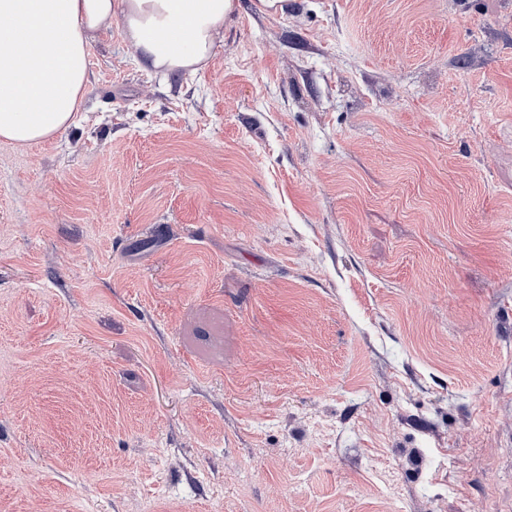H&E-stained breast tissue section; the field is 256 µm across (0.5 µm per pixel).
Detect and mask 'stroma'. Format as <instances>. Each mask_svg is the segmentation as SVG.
<instances>
[{
    "label": "stroma",
    "mask_w": 512,
    "mask_h": 512,
    "mask_svg": "<svg viewBox=\"0 0 512 512\" xmlns=\"http://www.w3.org/2000/svg\"><path fill=\"white\" fill-rule=\"evenodd\" d=\"M0 143V512H512V0H240Z\"/></svg>",
    "instance_id": "obj_1"
}]
</instances>
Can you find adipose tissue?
Instances as JSON below:
<instances>
[{"mask_svg": "<svg viewBox=\"0 0 512 512\" xmlns=\"http://www.w3.org/2000/svg\"><path fill=\"white\" fill-rule=\"evenodd\" d=\"M239 0H0V141L25 147L79 118L95 32L118 22L143 68L194 74Z\"/></svg>", "mask_w": 512, "mask_h": 512, "instance_id": "obj_1", "label": "adipose tissue"}]
</instances>
